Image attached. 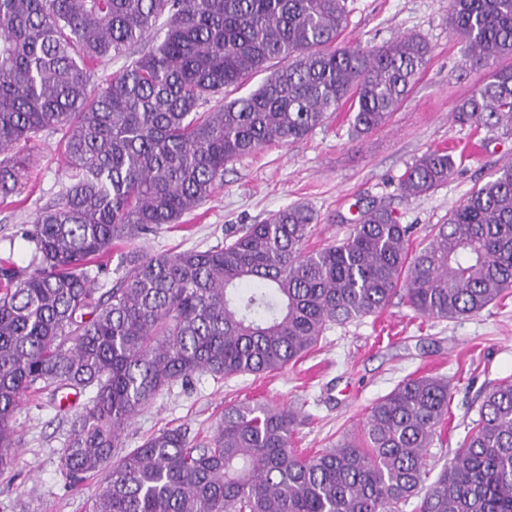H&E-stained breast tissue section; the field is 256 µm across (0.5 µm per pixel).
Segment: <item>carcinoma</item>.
Listing matches in <instances>:
<instances>
[{
	"label": "carcinoma",
	"instance_id": "cac0c4a2",
	"mask_svg": "<svg viewBox=\"0 0 512 512\" xmlns=\"http://www.w3.org/2000/svg\"><path fill=\"white\" fill-rule=\"evenodd\" d=\"M156 46L127 54L161 17ZM345 0H0V200L19 193L29 143L61 134L71 182L36 213L23 268L0 262V470L18 453L11 421L37 388L88 395L62 448L72 486L101 475L92 512H512V380L489 390L436 480L426 454L448 420L441 377H409L370 408L361 439L311 456L292 448L297 416L242 403L208 441L165 428L119 452L122 433L161 390L196 373L278 371L326 326L402 294L418 314L469 317L512 289V164L473 190L408 252L411 226L369 205L348 235L310 251L314 210L291 204L244 224L222 247L118 256L96 288L91 261L205 202L224 165L299 140L348 107L359 138L383 125L428 62L419 35L342 47ZM449 33L485 82L454 121L512 135V0H450ZM128 64L89 90L92 68ZM263 82L245 96L224 89ZM452 152L403 174L407 196L448 182Z\"/></svg>",
	"mask_w": 512,
	"mask_h": 512
}]
</instances>
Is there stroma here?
Wrapping results in <instances>:
<instances>
[{"mask_svg": "<svg viewBox=\"0 0 512 512\" xmlns=\"http://www.w3.org/2000/svg\"><path fill=\"white\" fill-rule=\"evenodd\" d=\"M449 0H347L349 22L340 44L379 47L409 34L426 39L431 52L409 96L382 127L351 136L348 112L304 138L271 144L229 162L212 197L181 226L162 228L139 242L144 255L205 250L230 241L243 224H256L292 203L319 216L307 242L316 250L344 238L367 205H384L414 227L410 250L425 246L448 211L512 161V135L455 123L457 102L486 78L472 66L463 44L448 32ZM58 134L40 133L30 148L35 182L16 203L0 204V259L27 266L31 251L22 232L39 209L55 204L69 183ZM453 147L456 168L436 192L407 197L399 189L406 167L430 149ZM438 375L450 383L448 420L428 450L437 476L478 417L486 392L512 380V293L476 315L436 320L418 315L400 298L382 311L330 324L317 346L297 362L268 374L217 379L193 375L189 384L161 391L131 421L123 449L142 444L163 428L186 429L204 441L226 408L241 403L289 407L301 418L294 448L312 454L339 440L361 437L371 406L408 377ZM82 401L63 403L25 396L12 421L20 440L12 468L0 472V512H90L99 480L71 488L61 448Z\"/></svg>", "mask_w": 512, "mask_h": 512, "instance_id": "stroma-1", "label": "stroma"}]
</instances>
